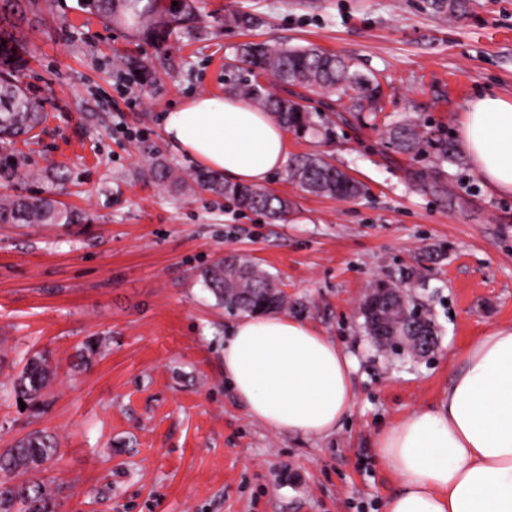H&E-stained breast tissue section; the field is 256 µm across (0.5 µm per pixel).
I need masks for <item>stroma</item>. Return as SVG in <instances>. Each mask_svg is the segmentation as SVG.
I'll return each mask as SVG.
<instances>
[{
    "instance_id": "35a3bbf8",
    "label": "stroma",
    "mask_w": 512,
    "mask_h": 512,
    "mask_svg": "<svg viewBox=\"0 0 512 512\" xmlns=\"http://www.w3.org/2000/svg\"><path fill=\"white\" fill-rule=\"evenodd\" d=\"M456 16L430 0H200L206 22L168 50L132 40L83 0H35L13 17L24 80L46 121L18 144L31 169L60 168L57 198L88 224H0V383L47 352L56 379L40 410L0 397V452L26 433L54 434L62 458L42 472L57 512H380L399 487L375 436L442 402L465 348L512 325V197L465 152L438 161L388 143L390 122L458 131L469 102L512 96V0H464ZM257 16L251 35L224 25ZM315 45L377 77L382 112L336 115L333 138L288 135L366 187L355 200L306 193L279 171L286 220L238 210L208 192L152 181L159 160L199 166L166 142L161 118L197 94L224 96L239 44ZM140 60L146 75L116 65ZM231 254L278 275L289 316L353 361L355 404L331 435L276 432L250 417L224 381V335L200 268ZM416 267V299L440 326L438 350L415 359L371 345L360 304L371 283ZM103 342L90 365L79 358Z\"/></svg>"
}]
</instances>
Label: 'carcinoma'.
Returning <instances> with one entry per match:
<instances>
[{"label":"carcinoma","mask_w":512,"mask_h":512,"mask_svg":"<svg viewBox=\"0 0 512 512\" xmlns=\"http://www.w3.org/2000/svg\"><path fill=\"white\" fill-rule=\"evenodd\" d=\"M89 11L110 26H120L133 36L155 47H163L178 30L204 23L197 0H86ZM26 50L13 34L0 29V224H87L90 216L62 205L45 192L19 194L11 192L19 179L43 180L33 172L23 154L11 149L18 139L36 138L34 131L44 120L41 100L22 81L27 67ZM236 57L249 65L252 78L229 87V92L250 101L260 112L272 114L287 130L298 137L320 132L330 126V114L347 101L357 112H381L380 83L352 69L341 57L309 45L288 47L277 42H246L236 49ZM269 76L283 88L304 90L320 88L336 96L327 111L303 105V95L282 96L260 81ZM389 143L400 153L416 155L429 142L425 129L412 121L396 122L388 129ZM159 184L178 186L184 179L173 169L154 163L149 171ZM289 175L305 191L341 200L359 197L363 185L345 170L317 153L295 156ZM196 188L222 195L241 211L261 212L273 221L285 219L292 202L268 190L224 181L213 172L197 171L192 175ZM204 288L218 304L230 312L265 314L288 307V296L279 289L276 275L263 270L248 258L220 257L199 272ZM419 273L414 268H400L375 288H397L415 283ZM55 372L44 353L29 357L21 371L11 380V393L27 406L42 402ZM59 445L54 435L35 430L17 439L11 448L0 453V512H54L55 494L43 480L28 478L58 458Z\"/></svg>","instance_id":"carcinoma-1"}]
</instances>
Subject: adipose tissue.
<instances>
[{
  "label": "adipose tissue",
  "instance_id": "1",
  "mask_svg": "<svg viewBox=\"0 0 512 512\" xmlns=\"http://www.w3.org/2000/svg\"><path fill=\"white\" fill-rule=\"evenodd\" d=\"M162 135L239 184L264 185L285 163L283 126L233 94L186 99L164 114ZM458 137L482 179L512 196V98L477 97ZM224 377L248 413L277 432L328 436L355 400L348 355L285 314L230 325ZM375 445L400 481L383 512H512V327L473 342L445 401L379 430Z\"/></svg>",
  "mask_w": 512,
  "mask_h": 512
}]
</instances>
